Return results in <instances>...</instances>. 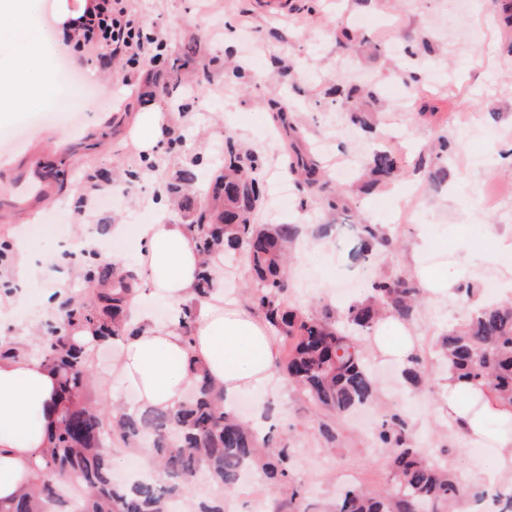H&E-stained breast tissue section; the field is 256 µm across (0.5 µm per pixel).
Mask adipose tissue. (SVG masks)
<instances>
[{
  "label": "adipose tissue",
  "mask_w": 512,
  "mask_h": 512,
  "mask_svg": "<svg viewBox=\"0 0 512 512\" xmlns=\"http://www.w3.org/2000/svg\"><path fill=\"white\" fill-rule=\"evenodd\" d=\"M39 5L40 0H0V20L11 21L23 33L14 65L0 67V114L5 116L50 100L47 61L64 41L61 30L42 29ZM171 127L170 113L149 105L136 115L131 131L136 152H158ZM138 244L136 265H117L116 277L152 288L175 317L157 323L141 315L134 334L114 338L112 401L130 391L140 408L175 406L198 364L223 388L226 403L259 387L275 390L276 349L267 322L237 299L225 298L223 277L215 278L208 298L199 299L202 258L186 225L156 216L154 223L139 225ZM196 303L202 309L187 338L177 316ZM441 401L443 412L465 438L504 449L500 466L512 468V430L487 428L491 421L512 422V407L452 376L441 386ZM61 402L58 376L47 362L27 352L0 356V502L12 501L35 482Z\"/></svg>",
  "instance_id": "1"
}]
</instances>
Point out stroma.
I'll return each instance as SVG.
<instances>
[{
    "instance_id": "stroma-1",
    "label": "stroma",
    "mask_w": 512,
    "mask_h": 512,
    "mask_svg": "<svg viewBox=\"0 0 512 512\" xmlns=\"http://www.w3.org/2000/svg\"><path fill=\"white\" fill-rule=\"evenodd\" d=\"M145 28L164 33L167 45L157 63L130 69L119 60L101 70L111 92L83 93L86 78L67 67L55 83L44 116L34 109L14 112L0 143V245L9 246L20 230L37 271L25 292L9 273H0V296L13 299L6 341L26 347L28 324L47 328L44 314L56 296L61 237L76 239L61 215L73 210L83 177L111 183L118 192L95 219L99 249L94 263L70 260L65 297L88 298L89 274L111 273L115 264L134 263L136 233L112 239L113 224H148L159 211L187 221L175 205L181 170L190 168L198 186L219 173L226 138L243 154L256 156L266 186L256 224H294L303 232L288 245V304L317 313L342 311L338 289L363 300L372 281L423 267L455 284L452 298L422 293L408 326L415 354L426 366L424 379L411 387L399 362L365 348V365L379 381L381 407L369 424L351 417L326 418L281 385L273 393L240 396L247 417L258 407L275 412L272 423L288 440L293 477L307 501L326 512L342 483L339 469L357 470L359 486L379 489L388 449L376 430L385 415L400 414L420 448H444L451 466L467 482L488 488L512 483V471L498 467V452L473 453L440 411V387L447 375L435 357V344L460 322L482 296L488 279L499 281L512 298V262L492 254L484 233L488 224L512 228V0H288L290 10L270 17L263 0H127ZM167 85L161 103L175 116L173 132L160 154L144 158L133 151L129 133L137 112L151 98L146 78ZM375 88L376 101L364 103L368 122L351 124L344 105L329 96L331 84ZM282 97L293 127L278 133L268 102ZM447 137L440 149L439 137ZM313 154L328 172L323 187H308L287 168L286 143ZM396 155L399 179L364 192L366 166L375 151ZM447 175L436 180V167ZM287 179L288 191L275 185ZM503 199L500 210L480 209L483 188ZM341 195L330 210L326 197ZM376 224L391 239L388 249L364 252L360 225ZM430 246L415 252L420 238ZM328 240L329 251L315 249ZM336 431L327 444L322 422ZM274 491L255 501L253 487L229 493L206 472L192 478L181 501L183 512L199 502L223 503L226 512H271Z\"/></svg>"
}]
</instances>
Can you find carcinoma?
<instances>
[{"label":"carcinoma","mask_w":512,"mask_h":512,"mask_svg":"<svg viewBox=\"0 0 512 512\" xmlns=\"http://www.w3.org/2000/svg\"><path fill=\"white\" fill-rule=\"evenodd\" d=\"M331 94L347 105L348 118L364 125L354 105L353 90L336 85ZM294 169L308 184L317 181L316 165L299 154ZM398 162L388 151L373 154L367 165L366 187L372 189L393 178ZM217 210L194 196L183 198L182 208L192 215L188 229L199 251L209 257L241 250L246 255L255 288L250 305L278 330L285 363L278 366L288 384L317 409L341 416L378 395L376 382L364 364L360 333L383 316L406 321L412 317L419 290L405 276L376 280L367 298L345 312L347 326L336 325L330 313L320 316L290 309L287 258L284 248L294 238L292 224L260 227L252 216L263 200L257 161L244 164L235 142L224 148V174L202 189ZM367 246L390 243L374 224L362 225ZM96 303L63 301L56 309L59 322L54 335L43 341L45 359L60 375L64 400L51 434L50 450L39 469L36 488L4 504L0 512H173L190 478L206 471L229 490L238 487L243 470L267 480L286 499L277 510L294 509L304 495L303 484L291 476V448L271 434H259L233 411L224 407V393L212 387L203 370L195 369L193 395L167 410L113 409V431L128 445H147L158 465L152 480L116 484L104 452V425L98 410L84 403L90 382L81 348L68 335L75 325L88 327L106 338L130 330L123 319L136 296L125 279H112V287L94 289ZM441 358L453 376L489 388L512 406V303H489L470 313L461 326L441 338ZM377 441L391 450L387 487L379 493L350 488L336 498L332 512H457L460 503L477 500L485 491L467 484L439 454L415 447L407 435V422L398 414L386 418ZM67 474L81 481L86 496L65 497L48 472Z\"/></svg>","instance_id":"cac0c4a2"}]
</instances>
